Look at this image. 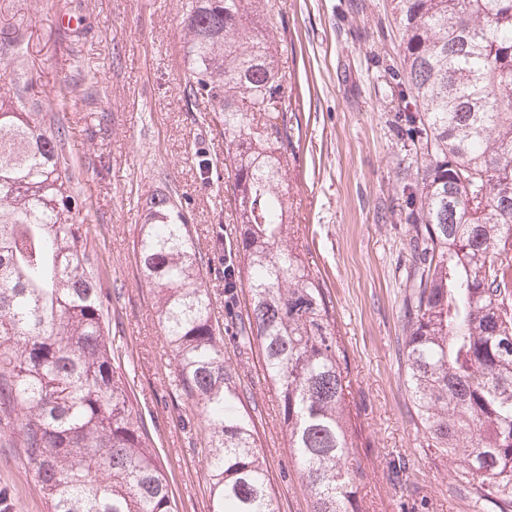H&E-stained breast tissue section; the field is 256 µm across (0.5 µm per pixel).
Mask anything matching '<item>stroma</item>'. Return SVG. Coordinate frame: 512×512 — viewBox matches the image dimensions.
Instances as JSON below:
<instances>
[{
  "instance_id": "35a3bbf8",
  "label": "stroma",
  "mask_w": 512,
  "mask_h": 512,
  "mask_svg": "<svg viewBox=\"0 0 512 512\" xmlns=\"http://www.w3.org/2000/svg\"><path fill=\"white\" fill-rule=\"evenodd\" d=\"M268 8L288 102L301 123L286 200L334 302L369 512H476L452 461L428 448L401 362L410 255L399 174L415 172L423 158L398 94L393 2L270 0ZM183 38L181 0H0V76H34L50 93L69 87L65 152L82 166L121 370L180 512H209L199 418L170 384L173 357L135 253L142 206L159 190L175 192L200 252L209 253L214 232L235 237L222 191L224 137L184 98ZM229 358L250 392L280 512H309L310 493L292 467L258 352ZM0 512H46L18 449L1 446Z\"/></svg>"
}]
</instances>
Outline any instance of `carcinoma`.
<instances>
[{"label": "carcinoma", "instance_id": "1", "mask_svg": "<svg viewBox=\"0 0 512 512\" xmlns=\"http://www.w3.org/2000/svg\"><path fill=\"white\" fill-rule=\"evenodd\" d=\"M400 93L426 160L403 178L411 225L406 387L431 450L478 507L512 496V0H394ZM185 92L224 135L235 241L217 235L224 318L183 206L143 207L136 255L157 292L176 382L195 401L210 512H280L247 390L225 357L258 346L310 512H365L351 370L333 301L286 203L296 114L261 0H181ZM0 78V440L21 449L48 512H178L109 338L80 169L59 95L28 109Z\"/></svg>", "mask_w": 512, "mask_h": 512}]
</instances>
